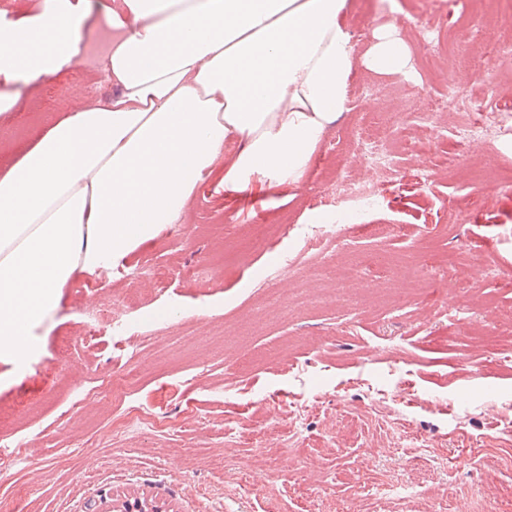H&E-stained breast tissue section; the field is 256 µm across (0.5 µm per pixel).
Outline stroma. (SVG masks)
<instances>
[{"instance_id": "35a3bbf8", "label": "stroma", "mask_w": 512, "mask_h": 512, "mask_svg": "<svg viewBox=\"0 0 512 512\" xmlns=\"http://www.w3.org/2000/svg\"><path fill=\"white\" fill-rule=\"evenodd\" d=\"M108 2L89 0L75 63L19 91L0 121V166L27 150L45 115L113 94L85 83L108 57ZM391 19L409 47L406 74L360 68L295 198L242 206L203 186L182 224L99 291L80 278L62 288L25 364L0 359V443L24 450L0 468L1 502L18 512H100L135 496L167 512H512V435L496 422L512 402V337L480 311L512 309V0H347L357 58ZM452 83L501 114L467 153L456 131L472 114L449 109ZM365 127L387 142L392 169L358 158ZM340 163L376 183L375 206L343 224L339 245L304 255L298 275L281 272L297 227L333 223L313 202ZM361 224L403 232L368 239ZM427 251L451 265L428 270L416 302L393 264ZM157 264L174 271L161 285L144 274ZM457 267L473 290L464 305ZM108 301L131 331L119 341L105 327L87 345L84 316ZM461 319L466 341L454 335ZM136 367L133 389L114 397V376ZM396 368L411 388L394 386ZM371 385L391 392L380 406L366 399ZM283 403L300 409L297 425ZM130 412L142 424L113 432ZM396 479L425 490L372 495Z\"/></svg>"}]
</instances>
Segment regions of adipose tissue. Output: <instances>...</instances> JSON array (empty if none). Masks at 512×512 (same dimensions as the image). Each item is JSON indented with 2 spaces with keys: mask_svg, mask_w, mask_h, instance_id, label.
I'll return each mask as SVG.
<instances>
[{
  "mask_svg": "<svg viewBox=\"0 0 512 512\" xmlns=\"http://www.w3.org/2000/svg\"><path fill=\"white\" fill-rule=\"evenodd\" d=\"M347 0H111L116 94L48 119L0 172V356L30 338L78 277L178 224L201 184L296 196L359 67L404 73L389 22L357 60ZM86 13L41 0L0 26V74L32 87L73 64Z\"/></svg>",
  "mask_w": 512,
  "mask_h": 512,
  "instance_id": "1",
  "label": "adipose tissue"
}]
</instances>
